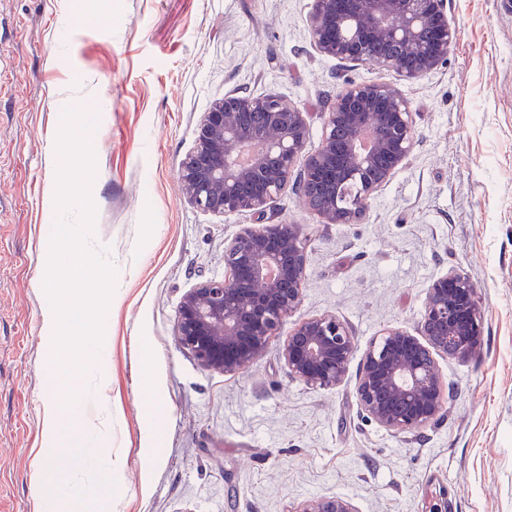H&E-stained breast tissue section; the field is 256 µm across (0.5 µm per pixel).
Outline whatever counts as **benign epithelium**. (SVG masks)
I'll list each match as a JSON object with an SVG mask.
<instances>
[{
	"mask_svg": "<svg viewBox=\"0 0 512 512\" xmlns=\"http://www.w3.org/2000/svg\"><path fill=\"white\" fill-rule=\"evenodd\" d=\"M446 0H313L310 37L326 57L370 64L405 80L444 63L452 40ZM258 117L264 132L241 116ZM372 132L374 148L358 142ZM310 136L307 113L277 95L227 93L203 113L195 144L180 166L188 200L215 214L266 207L291 189L308 205L324 198L325 224H357L368 203L406 163L415 125L407 98L379 80H345L325 112L321 143L296 167ZM260 152L246 166L238 157ZM307 254L296 224L242 227L224 246V277L189 289L176 316V338L204 368L238 372L260 358L302 300ZM477 286L450 272L427 288L420 335L403 327L373 338L361 359L356 393L363 411L396 433L419 432L441 415L444 392L437 358L465 359L482 340ZM358 350L349 325L335 315L299 321L281 358L288 375L312 388L344 380ZM294 512H357L341 496L302 502Z\"/></svg>",
	"mask_w": 512,
	"mask_h": 512,
	"instance_id": "7a95c632",
	"label": "benign epithelium"
}]
</instances>
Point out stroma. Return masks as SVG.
I'll use <instances>...</instances> for the list:
<instances>
[{
    "mask_svg": "<svg viewBox=\"0 0 512 512\" xmlns=\"http://www.w3.org/2000/svg\"><path fill=\"white\" fill-rule=\"evenodd\" d=\"M81 0H0V512H41L45 241L55 215L62 109L98 111L94 243L118 288L112 354L117 512H295L341 495L357 512H512V0H447L446 63L415 80L320 55L312 0H112L108 23L70 22ZM399 85L414 113L406 164L357 224H325L290 192L264 215L224 216L185 198L179 165L224 94H275L303 108L307 151L345 79ZM299 225L304 319L333 314L359 348L383 329L418 331L429 284L455 270L478 286L482 344L442 358L441 418L387 431L343 382L291 378L273 336L253 364L202 368L177 343L183 295L224 275L243 226ZM165 406L163 459L145 473V369Z\"/></svg>",
    "mask_w": 512,
    "mask_h": 512,
    "instance_id": "stroma-1",
    "label": "stroma"
}]
</instances>
